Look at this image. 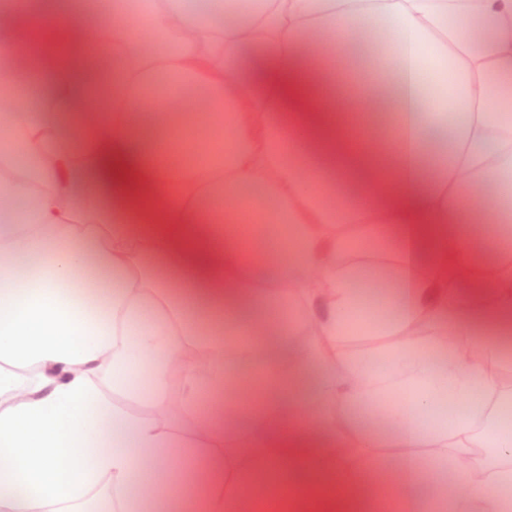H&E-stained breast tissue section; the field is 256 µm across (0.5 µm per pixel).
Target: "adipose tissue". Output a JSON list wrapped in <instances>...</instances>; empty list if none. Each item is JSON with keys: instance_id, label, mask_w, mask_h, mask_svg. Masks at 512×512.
<instances>
[{"instance_id": "ef3b65f1", "label": "adipose tissue", "mask_w": 512, "mask_h": 512, "mask_svg": "<svg viewBox=\"0 0 512 512\" xmlns=\"http://www.w3.org/2000/svg\"><path fill=\"white\" fill-rule=\"evenodd\" d=\"M114 9L0 0V512H512V0Z\"/></svg>"}]
</instances>
